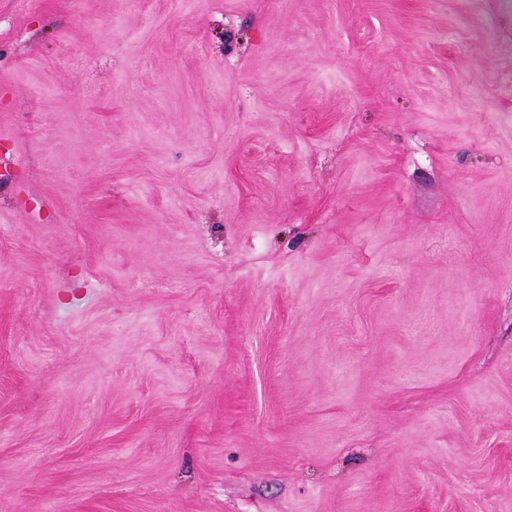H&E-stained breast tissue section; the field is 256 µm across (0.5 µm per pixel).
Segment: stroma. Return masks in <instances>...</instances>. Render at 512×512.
Segmentation results:
<instances>
[{
  "instance_id": "stroma-1",
  "label": "stroma",
  "mask_w": 512,
  "mask_h": 512,
  "mask_svg": "<svg viewBox=\"0 0 512 512\" xmlns=\"http://www.w3.org/2000/svg\"><path fill=\"white\" fill-rule=\"evenodd\" d=\"M0 512H512V0H0Z\"/></svg>"
}]
</instances>
